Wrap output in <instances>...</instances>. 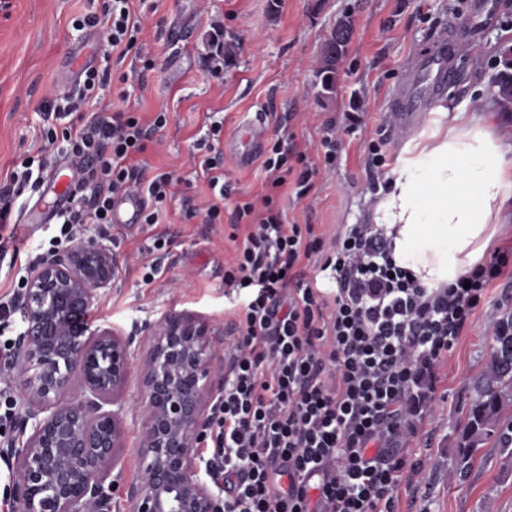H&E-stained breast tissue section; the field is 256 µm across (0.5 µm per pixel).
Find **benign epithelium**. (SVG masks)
Masks as SVG:
<instances>
[{"label":"benign epithelium","mask_w":512,"mask_h":512,"mask_svg":"<svg viewBox=\"0 0 512 512\" xmlns=\"http://www.w3.org/2000/svg\"><path fill=\"white\" fill-rule=\"evenodd\" d=\"M115 266L112 248L90 237L24 280L18 306L26 325L8 370L25 380L17 434L0 450L16 469L9 495L19 512H224L199 474L196 453L215 396L219 331L191 314L146 328L140 475L120 487V415L133 338L92 332L83 322Z\"/></svg>","instance_id":"1"}]
</instances>
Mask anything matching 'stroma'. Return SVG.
I'll return each instance as SVG.
<instances>
[{
    "mask_svg": "<svg viewBox=\"0 0 512 512\" xmlns=\"http://www.w3.org/2000/svg\"><path fill=\"white\" fill-rule=\"evenodd\" d=\"M0 10V181L24 156L43 146L41 103L57 88L74 83L70 62L102 61L105 37L74 28L75 17L91 0H9ZM142 17L141 40L156 59L140 84L130 87L140 115L152 121L167 114L157 141L137 157L147 174L168 171L179 180L157 224H100L116 256L115 284L103 289L89 308L88 325L133 337L131 378L125 397L122 477L139 478L137 443L141 423L133 402L139 388L146 325L171 313H188L218 328L215 342L227 348L223 334L233 324V306L224 297V268L234 255L235 229L230 212L220 223H203L197 211L209 199L203 152L195 149L213 122L223 124L220 148L224 181L232 197L261 192L266 173L261 158L239 159L245 124L265 121L263 148L276 138L318 158L327 124L339 129L336 159L321 164L308 198H284L289 220L333 231L342 224H370L375 217L371 184L386 180L396 167L401 145L389 132L391 93L405 78L414 49L430 43L437 31L454 25L464 42L456 57L459 83L439 102L442 110L467 106L475 91L495 95V78L506 48H512V0H156ZM349 20L352 37L337 68L336 94L320 95L316 72L322 50L339 20ZM220 24L225 40L237 45L234 64L214 78L200 56L206 33ZM383 165H376V156ZM35 203L21 196L11 224L10 247L20 252L48 243L56 224H26ZM167 241L153 247L156 237ZM159 273L142 280L144 267ZM512 313V280L494 283L478 307L474 324L461 337L440 370L436 405L412 443L428 456L423 481L401 491L398 512H512V454L486 443L471 470L453 468L460 436L476 398L477 386L492 355L494 340L485 333Z\"/></svg>",
    "mask_w": 512,
    "mask_h": 512,
    "instance_id": "stroma-1",
    "label": "stroma"
}]
</instances>
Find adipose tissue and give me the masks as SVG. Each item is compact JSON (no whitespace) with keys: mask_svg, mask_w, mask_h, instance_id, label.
Segmentation results:
<instances>
[{"mask_svg":"<svg viewBox=\"0 0 512 512\" xmlns=\"http://www.w3.org/2000/svg\"><path fill=\"white\" fill-rule=\"evenodd\" d=\"M493 109L479 98L473 112L432 118L405 146L376 208L396 263L427 287L453 283L479 264L512 210V146L476 118Z\"/></svg>","mask_w":512,"mask_h":512,"instance_id":"adipose-tissue-1","label":"adipose tissue"}]
</instances>
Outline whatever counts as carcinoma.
I'll return each mask as SVG.
<instances>
[{"instance_id":"1","label":"carcinoma","mask_w":512,"mask_h":512,"mask_svg":"<svg viewBox=\"0 0 512 512\" xmlns=\"http://www.w3.org/2000/svg\"><path fill=\"white\" fill-rule=\"evenodd\" d=\"M350 33V25L343 21L328 39L322 66L318 71L321 94L325 97L336 91V65L346 50L339 41L340 32ZM497 95L503 111L512 112V49L505 51L503 70L497 77ZM495 347L490 364L477 389V398L471 407L460 447L455 459L457 471L466 472L474 454L486 440L497 437L500 447L512 446V427L499 424L500 407L512 395V314L499 319L494 336Z\"/></svg>"}]
</instances>
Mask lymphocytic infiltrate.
I'll return each mask as SVG.
<instances>
[{
	"label": "lymphocytic infiltrate",
	"mask_w": 512,
	"mask_h": 512,
	"mask_svg": "<svg viewBox=\"0 0 512 512\" xmlns=\"http://www.w3.org/2000/svg\"><path fill=\"white\" fill-rule=\"evenodd\" d=\"M134 2L103 0L100 10L74 18L76 28L105 34L106 64L85 68L74 88L45 103L46 148L12 169L0 192L1 224L15 195L40 188L52 167L46 149L59 141L78 177L59 214L62 239H76L83 224L111 223L112 200L126 193L142 197V223H159L176 180L168 172L145 177L134 159L165 127V114L147 124L133 108L96 107L111 79L108 59L139 57L141 70L120 75L124 85L155 66L142 51ZM84 111L85 122L69 123ZM222 130L214 122L212 138L196 144L213 192L208 224L219 223L227 196ZM262 167L265 193L234 204L248 230L224 270L236 322L205 470L222 487L224 512H396L399 487L416 486L427 466L408 443L435 399L438 371L490 286L512 268V246L464 280L428 288L396 265L380 225L329 234L284 222L278 198H304L318 174L306 153L277 141Z\"/></svg>",
	"instance_id": "f902f5d3"
}]
</instances>
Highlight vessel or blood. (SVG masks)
Returning a JSON list of instances; mask_svg holds the SVG:
<instances>
[{
  "instance_id": "1",
  "label": "vessel or blood",
  "mask_w": 512,
  "mask_h": 512,
  "mask_svg": "<svg viewBox=\"0 0 512 512\" xmlns=\"http://www.w3.org/2000/svg\"><path fill=\"white\" fill-rule=\"evenodd\" d=\"M458 50L457 38L445 29L429 47L412 55L406 65L404 83L392 92L389 100L390 130L394 137L408 133L444 95L448 85L456 83L452 58ZM70 182L68 164L56 163L43 186V194L51 198L54 212L68 207ZM140 212L141 200L135 195L116 198L112 203V221L116 224L139 223Z\"/></svg>"
}]
</instances>
